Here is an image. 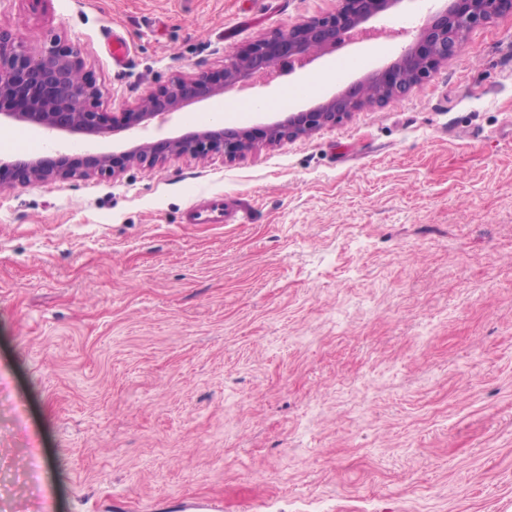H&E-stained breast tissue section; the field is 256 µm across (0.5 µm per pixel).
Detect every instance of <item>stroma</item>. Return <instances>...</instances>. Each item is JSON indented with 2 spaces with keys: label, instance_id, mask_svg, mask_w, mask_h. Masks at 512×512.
<instances>
[{
  "label": "stroma",
  "instance_id": "stroma-1",
  "mask_svg": "<svg viewBox=\"0 0 512 512\" xmlns=\"http://www.w3.org/2000/svg\"><path fill=\"white\" fill-rule=\"evenodd\" d=\"M432 5L225 125L389 65ZM338 6L0 0V27L75 44L113 113ZM212 195L251 223H191ZM0 379V512H512V13L312 135L0 189Z\"/></svg>",
  "mask_w": 512,
  "mask_h": 512
}]
</instances>
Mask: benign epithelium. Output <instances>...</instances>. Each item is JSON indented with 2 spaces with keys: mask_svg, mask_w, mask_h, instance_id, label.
I'll return each mask as SVG.
<instances>
[{
  "mask_svg": "<svg viewBox=\"0 0 512 512\" xmlns=\"http://www.w3.org/2000/svg\"><path fill=\"white\" fill-rule=\"evenodd\" d=\"M332 14L301 20L270 38L260 39L241 53L226 56L221 78L204 72L176 77L145 95L131 112L119 116L100 110L102 90L84 72L75 45L56 39L31 48L0 29V120L34 126L47 134L66 132L106 138L113 133L147 129L169 115L223 96L248 81L262 83L280 74L305 68L337 47L361 43L385 33L370 25L378 15L402 0H340ZM512 10V0H440L399 56L382 70L318 105L287 112L261 128V139L245 127L221 124L189 131L167 141H142L127 151V162L152 168L173 156H240L259 144H278L308 136L334 125L366 105L396 100L421 88L435 70L452 57L466 34ZM112 155L73 158L58 152L44 158L0 160V188L14 183L110 178Z\"/></svg>",
  "mask_w": 512,
  "mask_h": 512,
  "instance_id": "obj_1",
  "label": "benign epithelium"
}]
</instances>
